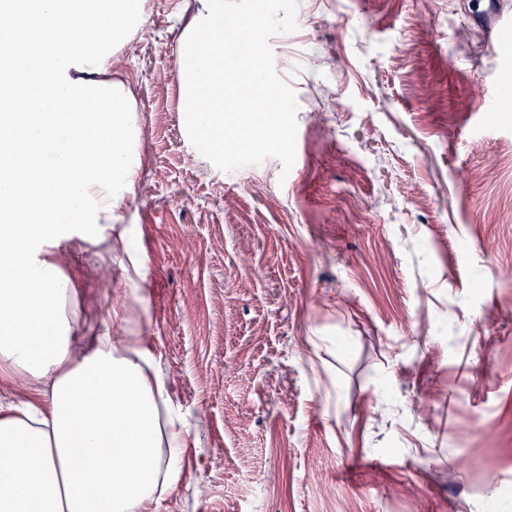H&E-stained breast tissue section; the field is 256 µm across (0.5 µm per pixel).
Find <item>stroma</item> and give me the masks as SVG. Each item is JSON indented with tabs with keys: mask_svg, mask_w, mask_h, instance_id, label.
I'll return each instance as SVG.
<instances>
[{
	"mask_svg": "<svg viewBox=\"0 0 512 512\" xmlns=\"http://www.w3.org/2000/svg\"><path fill=\"white\" fill-rule=\"evenodd\" d=\"M153 0L119 78L136 96L119 221L146 266L65 251L80 319L160 355L186 446L159 512H512V50L478 0H299L270 39L296 161L225 172L179 110ZM466 32L457 39L454 28Z\"/></svg>",
	"mask_w": 512,
	"mask_h": 512,
	"instance_id": "1",
	"label": "stroma"
}]
</instances>
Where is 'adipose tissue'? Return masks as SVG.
I'll use <instances>...</instances> for the list:
<instances>
[{
  "label": "adipose tissue",
  "instance_id": "1",
  "mask_svg": "<svg viewBox=\"0 0 512 512\" xmlns=\"http://www.w3.org/2000/svg\"><path fill=\"white\" fill-rule=\"evenodd\" d=\"M24 35L0 32V384L33 385L0 401V512H157L183 477L185 437L158 355L142 337L113 339L106 322L75 350L77 288L55 254L128 244L113 219L135 185L109 163L129 142L113 132L136 106L123 82L89 80L111 68L103 44L118 41L112 18L135 0H25ZM102 30L101 46L77 43L81 26ZM101 155L71 159L81 138ZM32 224H13L16 208Z\"/></svg>",
  "mask_w": 512,
  "mask_h": 512
}]
</instances>
